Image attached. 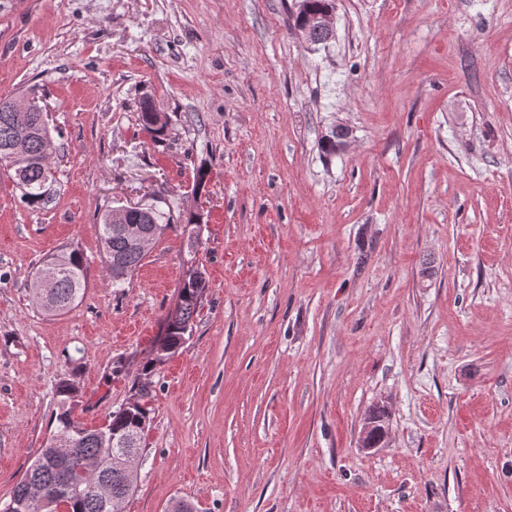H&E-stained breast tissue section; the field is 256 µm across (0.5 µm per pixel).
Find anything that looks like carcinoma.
Here are the masks:
<instances>
[{
	"instance_id": "carcinoma-1",
	"label": "carcinoma",
	"mask_w": 512,
	"mask_h": 512,
	"mask_svg": "<svg viewBox=\"0 0 512 512\" xmlns=\"http://www.w3.org/2000/svg\"><path fill=\"white\" fill-rule=\"evenodd\" d=\"M11 99L0 97V165L13 171L21 191V199L30 207H44L51 202V186L55 177H46L40 161L56 155L58 146L50 130L41 126L39 113H30V124L21 127L15 113L9 111ZM156 109L150 99L140 103L139 120L157 143L166 136V125H154ZM158 225L168 229L174 224L194 225L199 228L201 214L190 212L173 217L169 213L153 212ZM106 269L115 276L132 274L141 263L145 252L133 247L122 228L109 221L104 213L99 224ZM49 273V287L38 288L34 295L36 305L45 313L58 314L70 309L82 299L86 290V275L82 254L76 250H61L47 260L36 275ZM208 283L202 272L194 269L185 274L179 285L177 299L168 313L163 336L155 346L173 356L185 341L193 317L207 295ZM77 391L74 380L60 381V396L56 428L48 443L37 449L23 478L16 483L10 499L0 504V512H112L101 499L104 486H109L112 496L125 501L135 491L134 472L126 471L112 463V440H123L133 434L142 439L149 417L148 410L140 403L122 405L109 415L107 424L97 431L85 429L72 410V399ZM374 427L369 441L383 443L388 432L387 412L378 406L370 414ZM43 490L41 504L31 502L34 489Z\"/></svg>"
}]
</instances>
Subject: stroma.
<instances>
[{"label": "stroma", "instance_id": "35a3bbf8", "mask_svg": "<svg viewBox=\"0 0 512 512\" xmlns=\"http://www.w3.org/2000/svg\"><path fill=\"white\" fill-rule=\"evenodd\" d=\"M335 5L316 45L295 0H0V94L64 151L40 209L0 166V501L66 373L85 428L129 401L192 266L124 512H512V0ZM130 203L204 222L116 288L99 222ZM66 247L87 290L47 314L34 273ZM332 14L333 11L330 10L329 12L316 16L313 20H311L309 23L298 25L295 29L298 33V35L304 39L309 40L311 43H324L327 42L331 37H329V33L324 28H318L315 27L311 29V27L315 24L323 25L328 27L332 34H333V26H332ZM311 29V30H310ZM310 30V32H309ZM309 33V38H308ZM156 109L149 98H143L140 103V116L139 120L142 122L144 128L151 133L153 140L156 143L162 142L164 137L166 136V126L168 122L163 123L161 126H154V113ZM160 122H162V117L159 112H156ZM208 283L202 272L193 269L186 272L179 285L177 299L173 309L168 313L163 336H160L154 347L167 350V357L173 356L185 341V335L191 328L193 317L207 295Z\"/></svg>", "mask_w": 512, "mask_h": 512}]
</instances>
